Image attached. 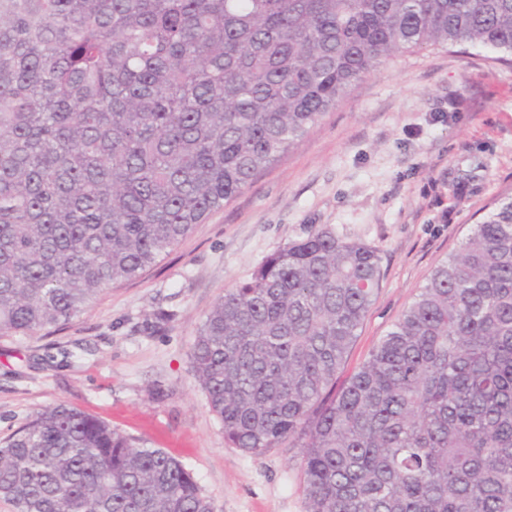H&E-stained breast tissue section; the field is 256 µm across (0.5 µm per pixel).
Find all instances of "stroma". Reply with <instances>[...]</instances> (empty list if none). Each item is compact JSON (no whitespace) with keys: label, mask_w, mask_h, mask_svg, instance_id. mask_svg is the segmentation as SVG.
Instances as JSON below:
<instances>
[{"label":"stroma","mask_w":512,"mask_h":512,"mask_svg":"<svg viewBox=\"0 0 512 512\" xmlns=\"http://www.w3.org/2000/svg\"><path fill=\"white\" fill-rule=\"evenodd\" d=\"M512 195V63L428 46L359 82L141 277L64 328L0 336V441L64 402L194 476L214 512H306L301 451L224 439L192 348L224 291L322 224L375 249L382 278L349 351L354 371L500 197Z\"/></svg>","instance_id":"35a3bbf8"}]
</instances>
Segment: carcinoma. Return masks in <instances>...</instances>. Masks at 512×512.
<instances>
[{
    "instance_id": "cac0c4a2",
    "label": "carcinoma",
    "mask_w": 512,
    "mask_h": 512,
    "mask_svg": "<svg viewBox=\"0 0 512 512\" xmlns=\"http://www.w3.org/2000/svg\"><path fill=\"white\" fill-rule=\"evenodd\" d=\"M512 54V0H0V336L138 277L402 53ZM381 279L322 225L198 329L224 439L302 449L308 512H512V197L342 377ZM13 512H213L193 476L69 404L0 442Z\"/></svg>"
}]
</instances>
